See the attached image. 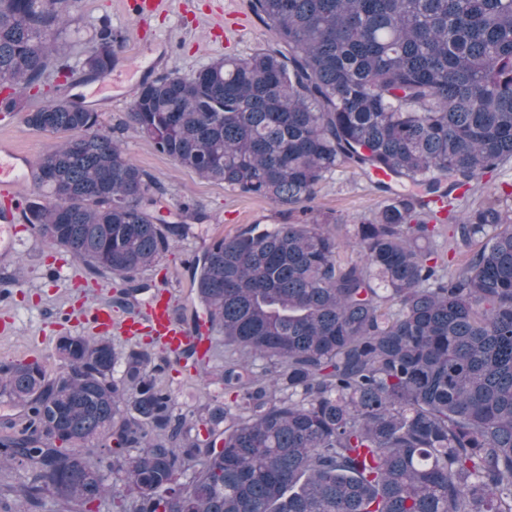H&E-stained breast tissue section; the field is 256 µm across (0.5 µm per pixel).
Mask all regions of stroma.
<instances>
[{
    "label": "stroma",
    "instance_id": "obj_1",
    "mask_svg": "<svg viewBox=\"0 0 512 512\" xmlns=\"http://www.w3.org/2000/svg\"><path fill=\"white\" fill-rule=\"evenodd\" d=\"M224 4L225 0H170L167 13L141 21L129 10L127 0H77L62 39L70 62L75 64L102 28L121 35L122 48L129 52L135 49L137 32L157 35L165 48L149 73L153 79L171 73L188 76L214 59L246 56L274 43L273 32L259 21L238 44L212 41L207 16L220 12ZM55 84L54 77H44L40 92L30 93L19 112L0 118V140H8L33 161L57 138L29 127L26 116L54 95ZM140 84L137 78L128 81L127 93L120 100L114 98L111 87L96 80L76 86L74 92L98 112L102 130L148 174L166 221L190 227L188 235L177 240L153 267L140 272L139 278L148 288L138 297V310H145L152 286L160 284L173 297L174 318L194 325L202 319L203 311L193 290L192 265L212 240L235 235L256 222L292 224L300 221L301 215L201 178L157 152L128 121L127 112ZM383 202L366 177L343 166L326 175L313 206L320 219L335 230L342 243L340 255L348 259L354 255L349 243L354 225L373 217ZM67 256L63 247L35 233L25 237L12 255L0 256V361L36 359L47 375H55L60 367L56 350L59 337L93 335L91 325L82 320L90 306L110 303L116 316L129 315V308L117 302L122 282L108 273L75 261L66 280L55 279L56 263ZM160 380L173 392L183 413L224 400V385L218 377L204 376L197 368L173 364Z\"/></svg>",
    "mask_w": 512,
    "mask_h": 512
}]
</instances>
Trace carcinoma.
Listing matches in <instances>:
<instances>
[{
  "label": "carcinoma",
  "mask_w": 512,
  "mask_h": 512,
  "mask_svg": "<svg viewBox=\"0 0 512 512\" xmlns=\"http://www.w3.org/2000/svg\"><path fill=\"white\" fill-rule=\"evenodd\" d=\"M250 2L276 46L146 78L128 112L177 165L303 208L297 224L213 241L195 265L228 401L188 417L149 345L61 336L53 377L0 364V395L23 412L0 465L35 466L33 505L51 491L110 492L112 512H512V193L471 202L512 161V0ZM72 5L0 0V91L112 69L108 29L80 67L63 56ZM26 123L66 135L34 165L27 223L124 282L128 304L186 226L157 213L149 177L78 96ZM341 165L387 194L354 225L356 260L311 206ZM404 181L420 191L393 189ZM442 212L451 273L433 247ZM170 353L204 362L193 343ZM101 446L110 485L90 462ZM512 184V163L508 162L495 171L492 175L487 174L474 182L475 191L473 199L486 198V188L491 185H498L510 190L508 185Z\"/></svg>",
  "instance_id": "1"
}]
</instances>
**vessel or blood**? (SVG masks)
Returning <instances> with one entry per match:
<instances>
[{
	"label": "vessel or blood",
	"instance_id": "obj_1",
	"mask_svg": "<svg viewBox=\"0 0 512 512\" xmlns=\"http://www.w3.org/2000/svg\"><path fill=\"white\" fill-rule=\"evenodd\" d=\"M249 27V18L242 0H229L221 16L215 17L210 25L212 34L223 36L225 42L239 39ZM156 48L155 42L139 41L135 53L118 52L112 70L108 75L114 91L124 89L123 80L128 71L143 72L153 66L151 55ZM20 153L4 145L0 147V253H14L20 243L16 226L26 208L25 201L20 200L16 189L24 179L19 165ZM90 320L95 328L106 329L118 327L125 335L132 336L142 331H149L160 337L170 348H177L186 343H196L199 350L209 346L207 336L196 329L174 320L171 312V298L165 288H158L147 305L144 314L132 315L123 320H115L112 307L97 304L90 312Z\"/></svg>",
	"mask_w": 512,
	"mask_h": 512
}]
</instances>
